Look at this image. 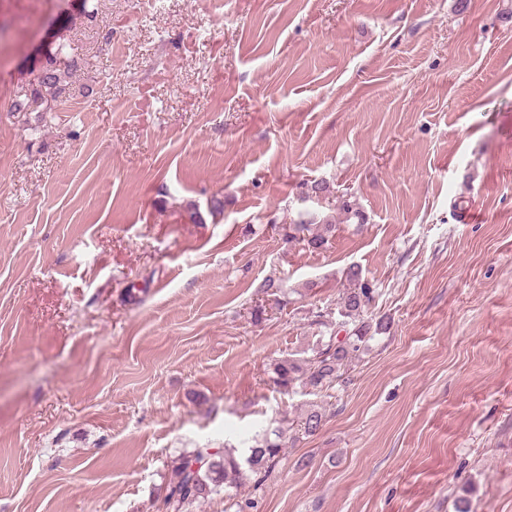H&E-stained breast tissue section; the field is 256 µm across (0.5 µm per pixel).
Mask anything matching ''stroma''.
<instances>
[{
  "label": "stroma",
  "instance_id": "1",
  "mask_svg": "<svg viewBox=\"0 0 512 512\" xmlns=\"http://www.w3.org/2000/svg\"><path fill=\"white\" fill-rule=\"evenodd\" d=\"M352 265L389 328L242 495L512 512V0H0V512H153L173 457L289 428L268 372ZM63 46L58 45L56 49L46 52L45 61L41 75L34 80L27 101L17 105L18 112H44L51 107V101H56V90L61 82L59 55L62 54ZM59 63V64H58ZM46 95H50L49 99ZM332 229V224L326 223L324 225L323 233H311L308 224L300 222V224H288V242H302L313 249H320L328 243V236L326 235ZM305 232L308 234L306 235ZM327 419L326 408L317 404H311L298 418L296 422L295 436L292 442L300 438L298 435L310 437L318 434Z\"/></svg>",
  "mask_w": 512,
  "mask_h": 512
}]
</instances>
